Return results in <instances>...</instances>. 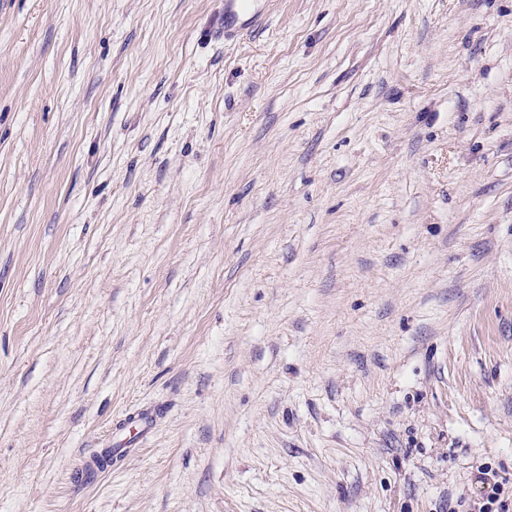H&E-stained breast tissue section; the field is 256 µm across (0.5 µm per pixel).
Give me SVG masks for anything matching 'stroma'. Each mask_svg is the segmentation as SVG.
Listing matches in <instances>:
<instances>
[{"label": "stroma", "mask_w": 512, "mask_h": 512, "mask_svg": "<svg viewBox=\"0 0 512 512\" xmlns=\"http://www.w3.org/2000/svg\"><path fill=\"white\" fill-rule=\"evenodd\" d=\"M258 5L0 0V512L512 491V0ZM262 19L263 13L255 7V0H224L216 33L224 39L232 38L258 25Z\"/></svg>", "instance_id": "35a3bbf8"}]
</instances>
